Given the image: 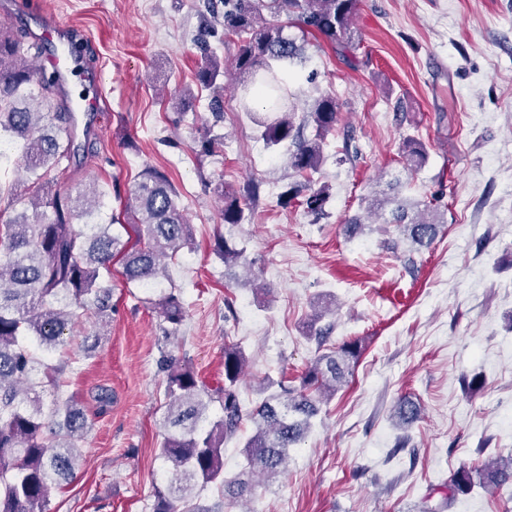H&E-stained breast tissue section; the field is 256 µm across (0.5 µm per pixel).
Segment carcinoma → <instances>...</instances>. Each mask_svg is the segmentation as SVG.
Segmentation results:
<instances>
[{
  "mask_svg": "<svg viewBox=\"0 0 512 512\" xmlns=\"http://www.w3.org/2000/svg\"><path fill=\"white\" fill-rule=\"evenodd\" d=\"M220 5L224 32L239 39L235 69L242 78L240 105L261 128L268 146L291 141L289 168L311 176L320 167L325 136L336 129L341 112L334 96L320 95L310 112L314 134L307 137L304 127L295 125L293 113L282 110L288 68L303 55V47L285 28L293 24L304 37L350 46L360 0H203L204 10L211 14ZM264 9L285 16L287 22L263 18ZM213 34L205 28L195 39L202 59L196 80L212 90L208 111L213 123L196 141L197 152L206 156L224 144V135L214 132L223 119L224 62L211 51ZM42 53L41 44L0 31V166L6 162L19 166L30 182L22 210L0 226V512H48L51 489L69 481L79 468V441L87 429L83 411L66 401L46 412L38 399L30 397L36 371L49 382L64 371L65 364H52L50 357L73 332L74 309L86 308L101 316L112 310V285L105 275L116 258L129 283L159 286L171 281L168 262L191 242L178 191L155 169L142 172L121 202L120 213L108 221L101 218L107 195L104 184L90 180L75 189L58 186L56 172L62 162L78 154L84 159L96 156L95 133L86 122L85 144L75 146L76 116L69 106L54 102L61 84L35 65ZM253 91L265 95L266 105L260 111L248 101ZM402 155L411 171L428 160L425 144L416 138L405 139ZM304 189L306 209L322 214L329 197L326 185L292 186L280 199L288 204ZM258 196L256 184L242 194L224 191V223H243L248 202ZM393 201L396 207L382 217V224L395 226L416 251L430 247L443 224L433 200L412 203L396 196ZM123 215L132 217L130 225L138 237L134 245L113 230L124 223ZM213 251L228 267L246 264L245 251L221 235L215 238ZM315 308L308 337L322 345L332 327H321L319 322L332 312V302L318 301ZM158 309L168 324L165 338L175 337L186 317L180 289H164ZM362 351L361 340L354 339L318 355L301 372L299 386L278 382L279 391L251 412L243 409L239 398L247 365L240 346L224 344V385L216 389L200 385L191 369L172 355L166 357L167 404L159 452L166 477L154 489L152 512H206L194 500L210 485L237 500L277 478L289 450L298 447L312 427L318 404L336 394ZM214 402L222 410L217 419L209 414ZM419 414L420 407L408 400L396 408L402 425L411 424ZM245 420L254 425L244 445L247 467L241 475L226 478L224 442L237 434ZM476 478L496 487L512 481V456L455 472L448 481V495L423 512H447L456 495L467 492Z\"/></svg>",
  "mask_w": 512,
  "mask_h": 512,
  "instance_id": "cac0c4a2",
  "label": "carcinoma"
}]
</instances>
